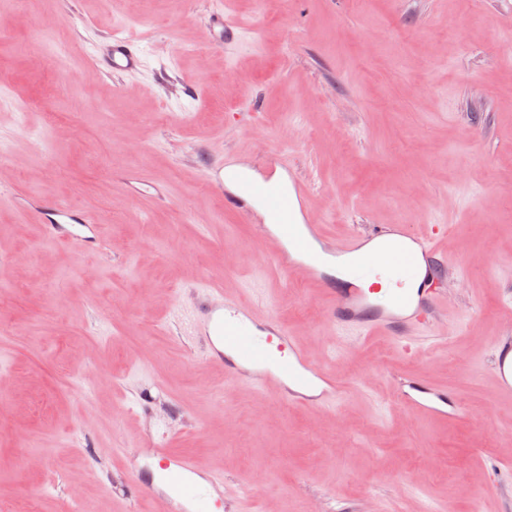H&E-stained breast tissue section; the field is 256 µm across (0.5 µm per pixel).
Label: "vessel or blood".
<instances>
[{
  "label": "vessel or blood",
  "instance_id": "b4317fda",
  "mask_svg": "<svg viewBox=\"0 0 512 512\" xmlns=\"http://www.w3.org/2000/svg\"><path fill=\"white\" fill-rule=\"evenodd\" d=\"M208 29L217 47L237 41L242 34L241 23L228 8L212 11ZM142 65L139 38L113 31L99 61L101 70L122 75L137 72ZM203 180L219 191L225 212L245 218L262 206L276 216V223L258 227L261 236L275 243L269 255L272 267L321 288L330 299L332 325L396 340L406 339L415 329L433 334L446 304L435 228L415 232L404 224H375L362 235L331 236L311 218L309 183L295 176L282 178L274 161L259 169L256 181H241L236 188L208 173ZM27 213L48 240H70L71 225L93 221L91 215L72 213L59 204L35 205ZM381 259L397 269L402 291L366 288L355 280V273L373 269ZM198 312L196 333L208 360L222 366L231 381L250 389L276 387L284 403L305 408L339 399L343 387L335 374L312 363L276 318L238 305L213 286L203 288ZM494 351L493 373L501 391L512 395V336L498 337ZM397 389L402 404L414 414L446 422L463 415L452 391L422 377H399ZM132 467L134 477L125 491L130 500L163 499L164 512H223V479L205 472L193 456H175L168 448L153 445L133 457Z\"/></svg>",
  "mask_w": 512,
  "mask_h": 512
}]
</instances>
